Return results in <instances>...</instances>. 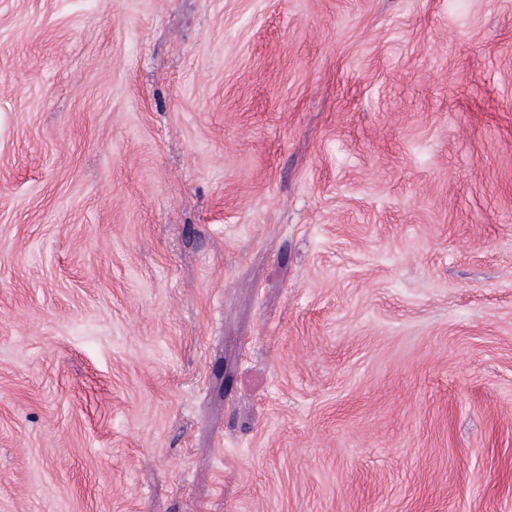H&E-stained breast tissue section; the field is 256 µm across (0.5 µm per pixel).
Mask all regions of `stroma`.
<instances>
[{"label": "stroma", "mask_w": 512, "mask_h": 512, "mask_svg": "<svg viewBox=\"0 0 512 512\" xmlns=\"http://www.w3.org/2000/svg\"><path fill=\"white\" fill-rule=\"evenodd\" d=\"M0 512H512V0H0Z\"/></svg>", "instance_id": "stroma-1"}]
</instances>
